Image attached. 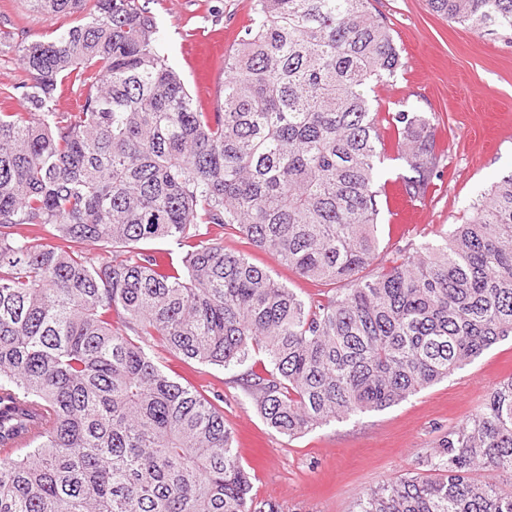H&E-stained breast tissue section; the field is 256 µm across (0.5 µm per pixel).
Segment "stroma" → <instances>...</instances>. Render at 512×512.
Returning a JSON list of instances; mask_svg holds the SVG:
<instances>
[{"mask_svg": "<svg viewBox=\"0 0 512 512\" xmlns=\"http://www.w3.org/2000/svg\"><path fill=\"white\" fill-rule=\"evenodd\" d=\"M252 0H150L170 63L193 98L214 108L224 90V53L235 44ZM390 24L403 68L375 85L383 112H425L440 119L448 148L442 180L424 203L384 215L377 226L379 257L405 245L420 248L464 223L473 202L512 173V40L481 35L434 14L427 0H373ZM74 15H46L27 0H0V43L50 37L77 23ZM225 250L308 298L320 282L299 276L274 254L221 228ZM172 378L218 398L244 466L254 470L257 499L282 512H352L364 492L410 473H423L421 453L464 421L499 382L512 377V338L493 345L448 380L397 405L332 422L291 438L267 427L238 379L242 367L187 362L153 344Z\"/></svg>", "mask_w": 512, "mask_h": 512, "instance_id": "obj_1", "label": "stroma"}]
</instances>
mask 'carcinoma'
Masks as SVG:
<instances>
[{
	"label": "carcinoma",
	"mask_w": 512,
	"mask_h": 512,
	"mask_svg": "<svg viewBox=\"0 0 512 512\" xmlns=\"http://www.w3.org/2000/svg\"><path fill=\"white\" fill-rule=\"evenodd\" d=\"M28 2L82 19L9 46L27 107L0 112V512H281L254 499L224 413L152 342L223 367L263 354L240 382L294 438L397 405L512 337V174L451 236L361 276L379 217L423 202L448 157L435 117L369 96L402 67L373 0H253L212 112L140 0ZM427 2L512 34V0ZM66 81L76 112L53 108ZM389 150L409 170L391 190ZM215 227L333 289L302 299ZM163 239L187 246L179 264L148 247ZM421 460L429 475L356 512H512V378Z\"/></svg>",
	"instance_id": "obj_1"
}]
</instances>
